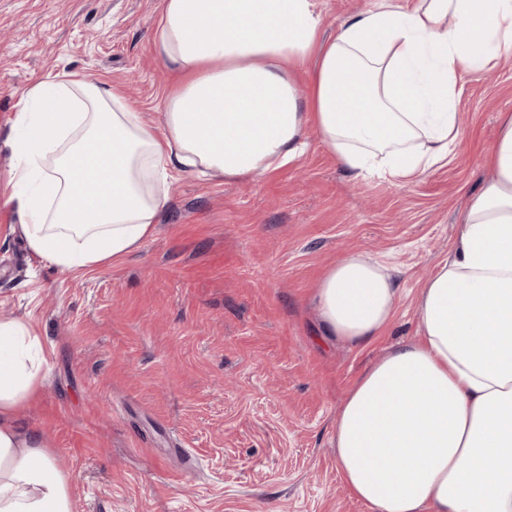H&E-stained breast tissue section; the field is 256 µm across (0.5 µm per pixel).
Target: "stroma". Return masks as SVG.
<instances>
[{
    "label": "stroma",
    "mask_w": 512,
    "mask_h": 512,
    "mask_svg": "<svg viewBox=\"0 0 512 512\" xmlns=\"http://www.w3.org/2000/svg\"><path fill=\"white\" fill-rule=\"evenodd\" d=\"M157 16L158 0H0V319L31 321L47 358L17 420L49 435L74 512H368L339 478L336 413L371 363L416 338L422 281L512 113V60L464 77L458 145L413 182L354 177L314 137L250 185L181 178L136 251L59 271L7 201L21 95L88 74L163 128ZM354 251L387 261L398 288L388 331L360 345L318 333L313 300Z\"/></svg>",
    "instance_id": "stroma-1"
}]
</instances>
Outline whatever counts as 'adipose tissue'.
<instances>
[{"mask_svg": "<svg viewBox=\"0 0 512 512\" xmlns=\"http://www.w3.org/2000/svg\"><path fill=\"white\" fill-rule=\"evenodd\" d=\"M172 76L156 130L88 75L23 94L9 200L29 249L78 271L152 235L187 175L258 181L296 164L308 133L345 170L409 183L447 162L459 83L512 58V0H375L324 36L316 0H160L152 33ZM455 246L417 301L418 337L355 382L336 464L370 512H512V113ZM328 335L359 344L397 308L387 267L361 252L315 295ZM31 325L0 322V512H73L68 476L17 410L43 379Z\"/></svg>", "mask_w": 512, "mask_h": 512, "instance_id": "ef3b65f1", "label": "adipose tissue"}]
</instances>
